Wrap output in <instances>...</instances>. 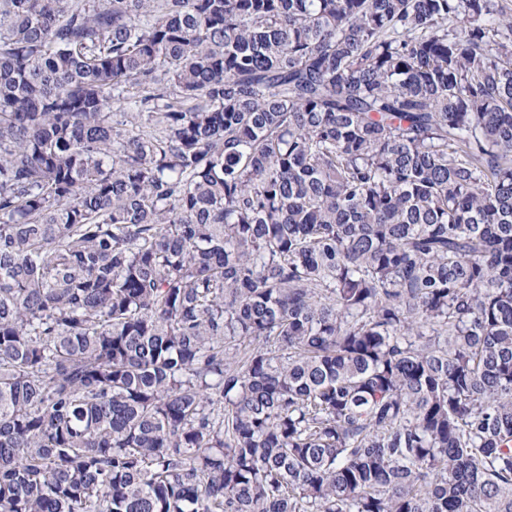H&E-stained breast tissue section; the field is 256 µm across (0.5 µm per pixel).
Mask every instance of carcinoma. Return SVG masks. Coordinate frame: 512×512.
Returning <instances> with one entry per match:
<instances>
[{"label":"carcinoma","instance_id":"obj_1","mask_svg":"<svg viewBox=\"0 0 512 512\" xmlns=\"http://www.w3.org/2000/svg\"><path fill=\"white\" fill-rule=\"evenodd\" d=\"M0 512H512V4L0 0Z\"/></svg>","mask_w":512,"mask_h":512}]
</instances>
